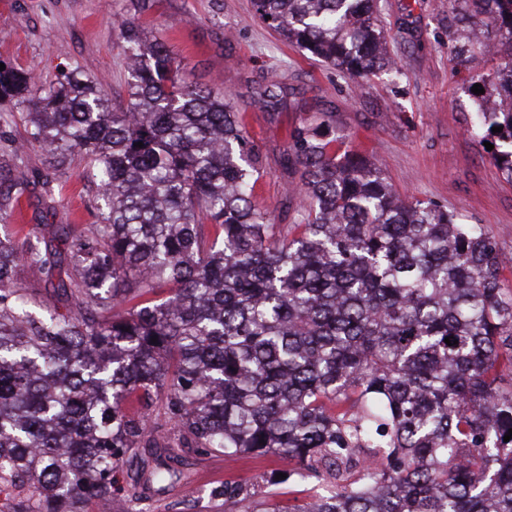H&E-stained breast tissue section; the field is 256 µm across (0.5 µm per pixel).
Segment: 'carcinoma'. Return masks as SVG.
I'll list each match as a JSON object with an SVG mask.
<instances>
[{
    "mask_svg": "<svg viewBox=\"0 0 512 512\" xmlns=\"http://www.w3.org/2000/svg\"><path fill=\"white\" fill-rule=\"evenodd\" d=\"M462 3L495 29L485 51L509 50L478 81L508 95L479 123L512 180V0ZM153 4L119 24L124 104L73 70L49 87L0 71V101L28 109L0 156V221L30 194L11 177L26 144L100 191L95 224L0 237V485L33 496L16 512L112 498L126 455L157 445L152 420L204 452L279 456L317 489L286 508L226 481L224 512H512V258L434 203L400 201L377 161L338 153L330 117L292 130L297 218L276 223L252 201L265 164L234 99L147 40ZM253 5L351 78L395 66L378 0ZM27 276L66 312L32 310ZM177 477L165 461L146 483Z\"/></svg>",
    "mask_w": 512,
    "mask_h": 512,
    "instance_id": "carcinoma-1",
    "label": "carcinoma"
}]
</instances>
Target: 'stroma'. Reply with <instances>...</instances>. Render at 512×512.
I'll list each match as a JSON object with an SVG mask.
<instances>
[{
	"mask_svg": "<svg viewBox=\"0 0 512 512\" xmlns=\"http://www.w3.org/2000/svg\"><path fill=\"white\" fill-rule=\"evenodd\" d=\"M380 8L398 69L358 80L283 41L259 18L252 0H159L149 22L194 84L222 88L237 102L266 160L254 201L277 223H287L282 206L297 198L296 178L279 164L290 133L329 115L349 148L379 160L404 200L434 202L459 222L484 227L512 255V181L476 125L483 100L472 87L489 67L487 56L460 53L448 0H380ZM132 14L130 0H0V60L36 69L46 85L60 68H75L100 81L110 99H126L128 68L115 21ZM274 83L285 93L273 110L263 91ZM56 175V209L24 199L23 222L0 223V235L21 236L37 224L95 223V189L81 167ZM170 454L179 457L181 476L154 496L151 512H214L211 493L228 480H260L261 490L293 504L311 493L306 484L268 485L272 473L288 467L279 457L204 453L172 433L164 447L128 456L111 499L89 500L81 512H121L137 474Z\"/></svg>",
	"mask_w": 512,
	"mask_h": 512,
	"instance_id": "35a3bbf8",
	"label": "stroma"
}]
</instances>
